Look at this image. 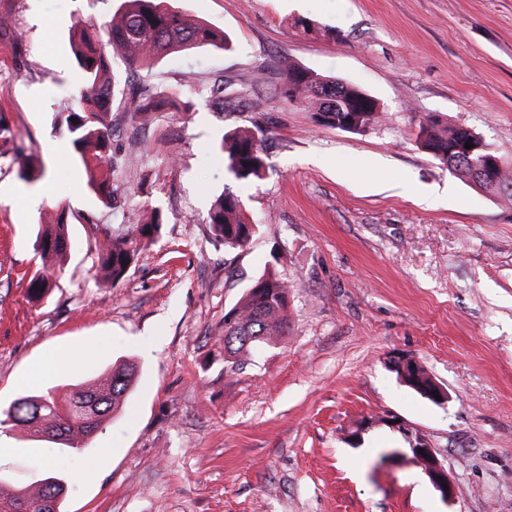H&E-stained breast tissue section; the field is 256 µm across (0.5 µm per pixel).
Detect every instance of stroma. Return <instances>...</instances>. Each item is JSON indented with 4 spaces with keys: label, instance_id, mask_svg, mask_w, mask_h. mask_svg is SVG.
Segmentation results:
<instances>
[{
    "label": "stroma",
    "instance_id": "stroma-1",
    "mask_svg": "<svg viewBox=\"0 0 512 512\" xmlns=\"http://www.w3.org/2000/svg\"><path fill=\"white\" fill-rule=\"evenodd\" d=\"M120 3L0 0L22 33L0 35V110L23 156H0L11 193L0 202V403L138 367L87 448L0 428V485L60 478L62 512H512V203L460 181L416 141L420 120L436 116L512 162V0H172L232 47L133 69L113 55L119 80L193 112L186 121L113 104L106 209L67 133L82 79L68 35ZM283 56L362 88L384 121L354 134L289 101ZM219 77L236 109L212 100ZM234 129L264 141V179L228 175L216 144ZM24 162L49 179L22 180ZM52 182L69 192L49 194ZM227 189L258 226L239 250L203 222ZM60 203L74 213L67 258L34 302L24 275ZM154 209L156 241L121 282L101 284L98 232ZM268 266L289 284L288 334L229 370L224 314ZM405 356L447 404L400 383L390 366ZM395 419L438 449L454 501L390 458L405 445Z\"/></svg>",
    "mask_w": 512,
    "mask_h": 512
}]
</instances>
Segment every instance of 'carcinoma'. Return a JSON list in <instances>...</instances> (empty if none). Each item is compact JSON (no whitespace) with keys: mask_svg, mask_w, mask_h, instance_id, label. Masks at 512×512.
Returning a JSON list of instances; mask_svg holds the SVG:
<instances>
[{"mask_svg":"<svg viewBox=\"0 0 512 512\" xmlns=\"http://www.w3.org/2000/svg\"><path fill=\"white\" fill-rule=\"evenodd\" d=\"M201 46L231 49L228 34L217 32L187 18L165 4V0H122L119 12L102 24L80 21L72 37L74 59L82 71L77 110L67 117V129L79 162L91 174V187L99 203L112 207L110 180L104 176L105 165H113L112 102L115 75L107 49L120 53L129 66L150 64L170 54ZM284 93L315 112L324 108H347L351 102L370 97L363 89L336 77L322 76L296 65L288 58L280 60ZM124 108L130 112H152L172 97L158 91L145 95L134 89L122 92ZM384 111L370 109L358 113L356 132H366L382 123ZM420 146L440 164L464 182L506 202H512V164L502 167L491 177L475 172L465 148L471 137L479 134L463 126H449L435 119L419 126ZM224 155L226 170L232 177L249 183L263 177L266 155L261 140L247 130H235L221 137L217 145ZM56 222L39 227L35 254L40 265L28 279V289L42 294L49 278L48 263L63 260L68 250L70 213L56 206ZM213 236L224 247L235 250L248 245L257 225L248 221L245 203L234 192L225 191L213 202L204 218ZM163 218L157 211L149 221L131 224L125 229L105 234L97 241L95 259L104 279L116 285L126 276L137 248L153 240ZM288 282L269 268L246 289L242 298L224 314V359L237 365L259 346L277 344L288 335ZM137 368L126 361L105 376L71 391L64 400L53 391L42 395L21 396L8 408L0 409V425L9 422L22 426L67 448L90 445L99 426L119 409L133 388ZM66 492L65 482L49 477L43 483L19 492L0 489V512H61Z\"/></svg>","mask_w":512,"mask_h":512,"instance_id":"obj_1","label":"carcinoma"}]
</instances>
